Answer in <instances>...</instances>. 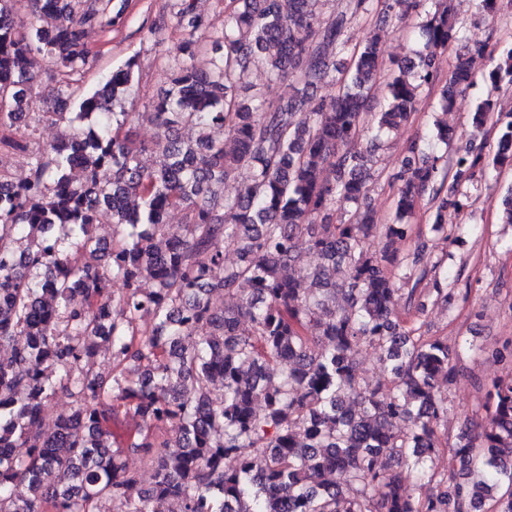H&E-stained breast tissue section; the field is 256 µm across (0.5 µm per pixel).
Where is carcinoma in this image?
<instances>
[{
	"mask_svg": "<svg viewBox=\"0 0 512 512\" xmlns=\"http://www.w3.org/2000/svg\"><path fill=\"white\" fill-rule=\"evenodd\" d=\"M319 2L229 0L224 27L202 44L195 0H174L181 37L164 62L168 89L141 113L159 128L146 145L129 113L110 111L135 81V60L94 91L79 85L90 64L87 29L115 27L121 12L100 0H0V130L39 107L34 54L63 77L50 113L70 127L49 150L0 138L29 169L21 184L0 171V512H95L102 499L112 512L164 504L168 512H512V380L485 386L483 425L463 431L438 469V425L448 419L441 386L455 381L453 353L412 335L395 305L402 299L419 313L431 297L448 300V272L440 261L428 265L422 246L401 260L393 249L412 235L422 196L432 231L446 241L448 207L463 208L512 166V112H494V97L512 89V46L490 34L456 53L444 79L435 58L465 41L448 0H346L327 21ZM419 10L423 46L397 74L384 69L376 35L350 44L365 14ZM43 18L54 24L39 25ZM331 51L341 57L333 67ZM202 53L206 70L194 65ZM484 54L498 62L479 75L469 56ZM254 68L272 81L293 77L301 100H268L247 81ZM380 81L386 99L366 112ZM481 82L477 136L451 157L437 148L451 140L444 126L410 142L393 218L381 223L367 203L374 154L361 143L364 125L387 138L418 111L423 92L442 86L436 105L446 112ZM325 85L336 94L314 96ZM489 124L498 128L492 156L482 139ZM181 128L197 138L175 136ZM213 128L224 129L232 150ZM146 150L154 163L144 169ZM105 170L112 180L101 178ZM229 180L239 182L232 197ZM339 199L355 206L347 224L332 220ZM103 209L112 213L108 248L93 234ZM174 209L183 214L179 236L164 220ZM301 243L320 262L290 275ZM227 249L238 255L230 266ZM114 281L125 291L112 305ZM244 283L251 293L241 297ZM215 294L235 302L218 308ZM361 343L377 350L386 383L361 381ZM102 350L112 360L108 379L90 368ZM130 361L141 373H129ZM277 363L288 368L276 372ZM60 391L75 407L45 435L43 407ZM123 411L141 419L128 447L154 471L136 499L112 430ZM169 425L174 442L161 434ZM26 444V458L12 452ZM403 459L436 494L411 495L409 476L394 466Z\"/></svg>",
	"mask_w": 512,
	"mask_h": 512,
	"instance_id": "obj_1",
	"label": "carcinoma"
}]
</instances>
